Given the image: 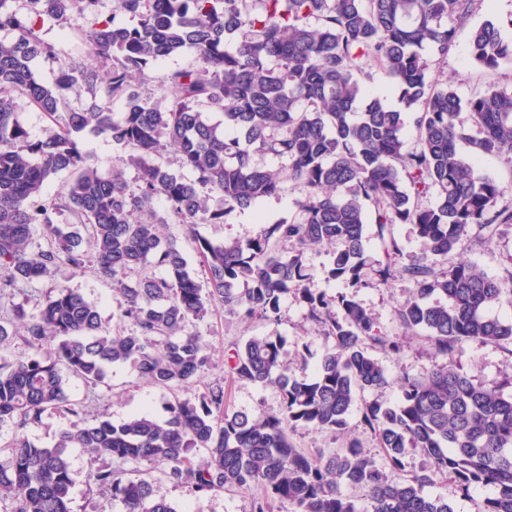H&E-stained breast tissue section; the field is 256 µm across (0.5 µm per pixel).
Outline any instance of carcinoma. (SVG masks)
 <instances>
[{
    "mask_svg": "<svg viewBox=\"0 0 512 512\" xmlns=\"http://www.w3.org/2000/svg\"><path fill=\"white\" fill-rule=\"evenodd\" d=\"M99 2L27 0L22 13L17 0H0V31L11 34L0 39V299L66 265L110 282L115 303L111 330L97 303L65 286L50 289L30 319L17 306L13 317H0V344L20 336L28 349L0 357V426L15 428L0 462V502L12 501V512H71V451L80 448L105 459L89 482L124 512L177 510L145 472L126 477L115 460L163 465L171 482L197 495L258 485L266 497L252 512H269L275 500L293 512H453L427 493L438 475L463 495L490 490L476 512H512V394L474 382L456 361L465 341L512 355V321L491 314L504 299L512 304V274L497 278L470 263L438 269L463 239L489 241L512 226V211L496 208L499 185L479 166L483 155L512 152V88L464 100L437 87L427 59L454 49V23L477 0H116L126 22L100 18ZM74 11L91 24L82 55L62 61L40 30L46 19L64 25ZM507 29L512 14L477 27L470 60L486 68L512 63ZM186 51L195 63L170 71L161 99L138 91L133 73ZM39 58L57 63L50 83L34 71ZM370 62L392 79L399 107L361 82ZM85 94L87 103L70 106ZM114 98L125 105L118 118L109 107ZM21 99L48 116L42 134L20 123ZM208 112L224 116V129L208 122ZM461 112L470 113L471 126L456 122ZM409 113L412 148L405 144ZM86 134L130 148L135 179L120 168L101 174L81 149ZM460 142L472 147L471 157L459 154ZM169 151L177 171L161 161ZM268 156L278 168L267 167ZM62 172L68 181L49 194ZM288 187L299 193L297 219L268 224L246 241L215 243L196 232ZM432 188L438 203L419 206L416 198ZM212 194L224 207L208 206ZM157 201L192 236L200 269L176 237L159 234L166 220ZM368 222L384 255L376 284L413 283L396 319L405 331L426 330L435 355L427 375L400 378L395 407L365 393L389 384L371 351L398 355L399 338L379 332L355 294L308 287L304 260L309 247L328 245L326 277L365 287ZM397 224L414 225L426 247L408 264L399 262ZM284 242L293 246L286 256ZM290 295L306 304L327 344L313 377L290 372L280 336L252 338L224 358L232 376L276 386L279 413H228L218 381L201 396L168 402L164 420L148 413L118 424L106 415L79 419L66 376L95 387L112 366L130 362L151 383L187 393L209 362L196 322L218 304L244 319L276 321ZM356 407L392 468L404 473L401 481L355 437L327 457L292 444L289 432L298 428L346 431ZM47 411L77 418L50 446L25 434ZM194 448L208 451L197 466ZM413 451L428 466L407 470Z\"/></svg>",
    "mask_w": 512,
    "mask_h": 512,
    "instance_id": "cac0c4a2",
    "label": "carcinoma"
}]
</instances>
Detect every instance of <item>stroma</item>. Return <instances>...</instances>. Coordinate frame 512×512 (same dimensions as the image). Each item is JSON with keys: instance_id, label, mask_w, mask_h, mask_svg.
Here are the masks:
<instances>
[{"instance_id": "obj_1", "label": "stroma", "mask_w": 512, "mask_h": 512, "mask_svg": "<svg viewBox=\"0 0 512 512\" xmlns=\"http://www.w3.org/2000/svg\"><path fill=\"white\" fill-rule=\"evenodd\" d=\"M512 13V0H482L471 15L456 26V47L447 56L429 53L431 73L437 84L452 86L460 97L468 98L487 87L512 86V64L505 63L494 70L483 69L472 64L468 56L471 33L485 20ZM88 28V20L78 13H71L65 27L45 22L43 38L52 43L60 56L77 55L83 48L81 37ZM82 147L94 157L101 171L112 168L123 169L127 177H134L136 170L130 162V152L105 136H84ZM296 191L263 199L256 211L232 214L223 224H201L198 232L207 238L221 242L227 239L245 241L260 234L263 224H274L281 220H293L299 213L294 204ZM370 238L367 242L368 260L363 275L369 287L360 289L358 301L372 313L379 329L390 335L401 336L404 352L401 356H382L389 384L374 392L373 398L386 406L396 405L401 399L399 379L409 374L425 375L434 361L433 350L425 330L402 333L395 318V310L411 293L412 283L405 279L393 282L390 287L373 286L376 262L382 257L379 241L374 238V225H367ZM465 261L477 265L491 276L504 277L512 273V227L501 228L489 243L482 244L473 239L462 241L449 254L447 265ZM68 286L82 292L88 299L100 305L104 321L112 319V288L107 281L92 274L76 275L62 266L54 276L24 289L14 301L23 305L26 314H34L36 301L54 286ZM197 330L207 343L210 363L191 392L200 395L208 386L220 381L224 384L225 406L231 412L252 414H274L281 407V396L277 387L261 385L233 378L224 369V353L229 348L244 344L253 337H276L286 339L283 359L293 369L314 365L323 351L324 338L318 328L308 319L307 309L293 298H286L281 305L279 321L255 318L243 320L236 315L217 309L204 321L197 323ZM459 362L474 382L485 385H507L512 382V356L494 344L464 342ZM68 391L72 400L80 402L81 416L90 420L105 413L113 422L122 421L133 412L146 410L156 418H165L164 406L174 397L173 391L159 389L144 378L131 364L116 365L110 369L106 379L95 389H87L77 379H70ZM72 466L75 486L72 490V512H122V506L111 495L89 488L87 474L94 462L82 451H74ZM150 478L158 495L174 506L177 512H251L253 500L261 493L260 488H235L217 491L206 496H195L187 487L168 481L163 467L151 469Z\"/></svg>"}]
</instances>
